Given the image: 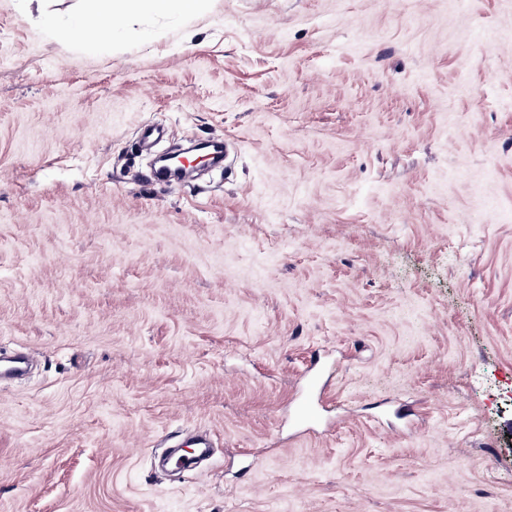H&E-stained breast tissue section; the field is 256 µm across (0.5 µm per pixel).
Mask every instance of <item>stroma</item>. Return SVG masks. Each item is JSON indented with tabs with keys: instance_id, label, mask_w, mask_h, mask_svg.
Listing matches in <instances>:
<instances>
[{
	"instance_id": "obj_1",
	"label": "stroma",
	"mask_w": 512,
	"mask_h": 512,
	"mask_svg": "<svg viewBox=\"0 0 512 512\" xmlns=\"http://www.w3.org/2000/svg\"><path fill=\"white\" fill-rule=\"evenodd\" d=\"M83 5L0 0V512H512V0ZM95 2L96 7L91 12L80 11L75 18L67 23H52L51 30L64 40L82 39L88 31H97L105 38H111L112 32L119 23L132 15L147 10L148 5L155 8L168 7L172 2H178L183 10L194 7L196 0H88Z\"/></svg>"
}]
</instances>
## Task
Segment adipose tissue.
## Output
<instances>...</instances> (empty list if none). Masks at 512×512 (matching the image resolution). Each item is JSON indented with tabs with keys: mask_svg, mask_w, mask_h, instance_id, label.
Instances as JSON below:
<instances>
[{
	"mask_svg": "<svg viewBox=\"0 0 512 512\" xmlns=\"http://www.w3.org/2000/svg\"><path fill=\"white\" fill-rule=\"evenodd\" d=\"M179 2L183 9H192L196 0H94L92 11L79 12L75 18L67 23L52 24L51 30L63 39H79L89 31L101 33L104 37H111L119 23L132 15L147 10L148 7L165 8L171 2Z\"/></svg>",
	"mask_w": 512,
	"mask_h": 512,
	"instance_id": "adipose-tissue-1",
	"label": "adipose tissue"
}]
</instances>
